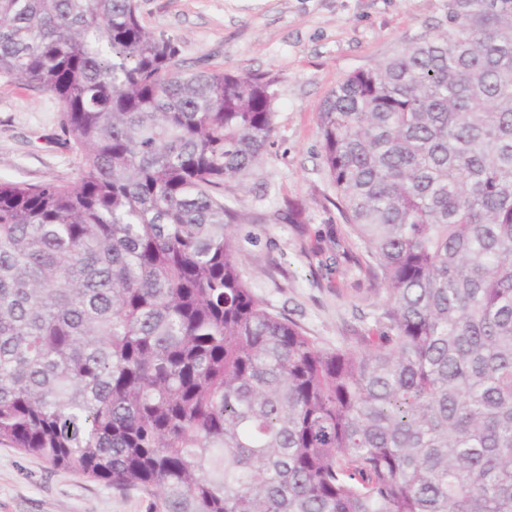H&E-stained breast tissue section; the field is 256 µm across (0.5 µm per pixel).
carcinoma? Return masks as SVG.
<instances>
[{
  "instance_id": "cac0c4a2",
  "label": "carcinoma",
  "mask_w": 512,
  "mask_h": 512,
  "mask_svg": "<svg viewBox=\"0 0 512 512\" xmlns=\"http://www.w3.org/2000/svg\"><path fill=\"white\" fill-rule=\"evenodd\" d=\"M67 184L0 178V447L158 512H512V0L336 84L325 170L383 286L328 347L242 280L232 207L272 81L188 73L137 0H0Z\"/></svg>"
}]
</instances>
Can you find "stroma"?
<instances>
[{
    "mask_svg": "<svg viewBox=\"0 0 512 512\" xmlns=\"http://www.w3.org/2000/svg\"><path fill=\"white\" fill-rule=\"evenodd\" d=\"M142 23L176 39L184 68L269 74L275 132L245 181H225L241 274L267 306L336 347L384 302L363 245L336 208L318 114L350 72L446 28L448 0H138ZM79 159L56 100L0 77V177L67 183ZM299 220L289 223V212ZM151 494L112 487L0 447V512H151Z\"/></svg>",
    "mask_w": 512,
    "mask_h": 512,
    "instance_id": "stroma-1",
    "label": "stroma"
}]
</instances>
